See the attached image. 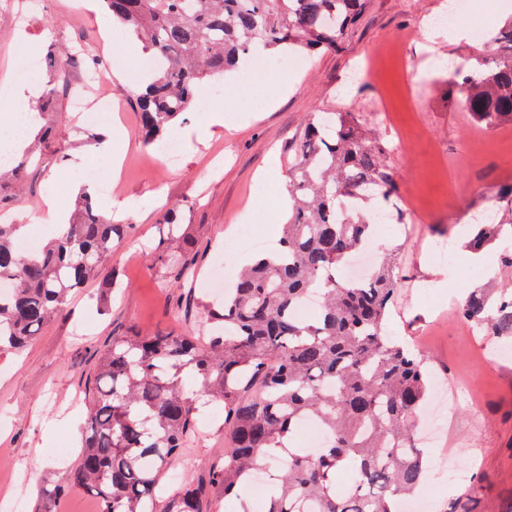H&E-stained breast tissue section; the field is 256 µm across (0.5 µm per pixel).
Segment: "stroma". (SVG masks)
Listing matches in <instances>:
<instances>
[{
  "instance_id": "obj_1",
  "label": "stroma",
  "mask_w": 512,
  "mask_h": 512,
  "mask_svg": "<svg viewBox=\"0 0 512 512\" xmlns=\"http://www.w3.org/2000/svg\"><path fill=\"white\" fill-rule=\"evenodd\" d=\"M441 7L442 0H369L339 45L313 55L307 66H297L288 51L273 50L246 57L223 78L205 79L196 91L197 107L164 132L181 146L170 166L143 141L134 104L139 84L127 76L144 57L143 45L112 22L101 0H43L22 24L15 20L17 0H0V76L14 85L42 90L53 83L43 67L31 78L20 76L28 61L53 47L72 50L76 61L68 80L74 86L84 80L87 59L105 63L106 78L93 91L124 107L115 128L128 142L129 165L115 194L135 205L125 236L113 244L111 269L122 286L105 308L97 306L98 279H90L22 352L0 353V498H21L24 512H35L43 492L63 482L80 452L86 387L101 352L113 337L131 331L197 329L204 304L221 300L209 286L217 260L230 257L239 268L252 250L239 232L245 218L258 222L262 236L279 240L288 218L280 207L288 197L285 175L306 116L347 110L392 146L390 166L405 205L406 223L378 227L381 247L396 251L403 276L388 330L421 354L434 378L468 381V395L456 398L451 428L425 448L433 463L422 489L430 512H512V358L495 354L494 338L458 314L469 291L512 287V270L504 267L498 244L485 247V265L474 266L470 248L457 236L459 225L498 207L500 189L512 184V122L492 130L476 124L452 95L447 71L420 68L429 53L458 61L478 46L473 39L449 40L444 32L426 37L421 20ZM386 44L391 50L378 59L376 77L362 78L366 51ZM276 82L288 92L275 99L270 92ZM71 100L58 94L52 124L59 136L42 144L39 164L26 170L20 184L0 189V209L22 225L24 235L44 242L47 226L28 221L44 197L57 194L68 216L81 192L102 202V193L81 173L111 163L93 130L72 125ZM377 102L387 119L376 118ZM213 112L225 122L206 127ZM61 140L68 146L65 161L55 151ZM176 203L184 240L173 249L196 272L182 288L153 259L164 237L162 214ZM445 235L454 239L452 264L436 262L427 248L429 240ZM472 266L477 275H467ZM185 455L187 478L207 481L210 465L224 456L222 404L198 420ZM35 457L45 462L36 476L29 467ZM443 460L465 469V477L449 481L437 468Z\"/></svg>"
}]
</instances>
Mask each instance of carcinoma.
<instances>
[{
  "instance_id": "cac0c4a2",
  "label": "carcinoma",
  "mask_w": 512,
  "mask_h": 512,
  "mask_svg": "<svg viewBox=\"0 0 512 512\" xmlns=\"http://www.w3.org/2000/svg\"><path fill=\"white\" fill-rule=\"evenodd\" d=\"M113 19L140 37L157 59L136 105L148 145L196 104L198 83L234 69L262 49L287 46L313 54L335 47L367 0H103ZM496 53L455 67L453 87L472 118L487 129L512 120V23L493 38ZM72 55L46 56L49 71L67 78ZM391 147L365 134L352 112L308 115L288 169L293 200L279 248L248 265L224 292L209 336L131 332L112 338L88 385L87 430L68 482L43 492L38 512H53L59 495L83 488L101 512H203L207 486L239 499L254 473L275 470L265 512H398L402 496L421 490L428 460L414 427L431 382L421 360L387 334L400 285L396 258L384 259L365 285L340 272L371 236L382 212L394 209L399 187L387 157ZM163 215L166 239L180 238L177 211ZM512 207L499 221L472 225L469 248L499 240ZM18 224H0V351L19 350L66 311L69 294L100 271L124 225L103 218L92 197L80 196L74 221L34 254L15 246ZM156 263L194 273L186 259L155 249ZM314 315L294 310L310 293ZM462 315L493 334L512 330V292L494 301L479 292ZM190 374L199 389L183 382ZM224 403V464L208 484L162 480L182 466L195 433L197 396ZM305 419L326 436L319 453L285 447ZM352 482L336 489V473Z\"/></svg>"
}]
</instances>
